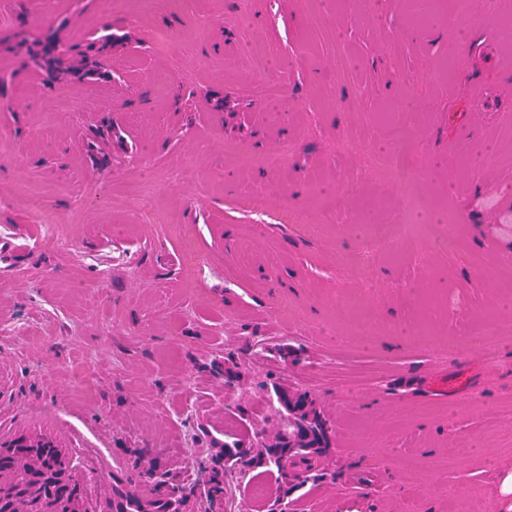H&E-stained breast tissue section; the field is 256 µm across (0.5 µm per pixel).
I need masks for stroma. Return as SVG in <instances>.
<instances>
[{
  "label": "stroma",
  "instance_id": "1",
  "mask_svg": "<svg viewBox=\"0 0 512 512\" xmlns=\"http://www.w3.org/2000/svg\"><path fill=\"white\" fill-rule=\"evenodd\" d=\"M107 20L111 79L22 68ZM501 28L484 0H0V442L52 441L110 512L135 449L274 443L281 386L331 438L299 512H511L512 277L473 264L512 256ZM274 500L229 475L224 512Z\"/></svg>",
  "mask_w": 512,
  "mask_h": 512
}]
</instances>
